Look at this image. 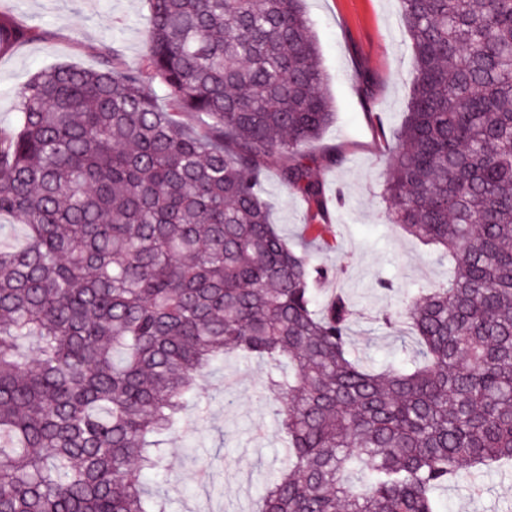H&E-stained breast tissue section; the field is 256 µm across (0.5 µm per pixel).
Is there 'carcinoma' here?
<instances>
[{"label": "carcinoma", "mask_w": 512, "mask_h": 512, "mask_svg": "<svg viewBox=\"0 0 512 512\" xmlns=\"http://www.w3.org/2000/svg\"><path fill=\"white\" fill-rule=\"evenodd\" d=\"M413 94L381 173L386 220L450 265L351 350L308 146L335 118L303 0H147L139 66L31 75L0 130V512H166L145 481L198 377L260 359L285 458L259 512H442L512 463V0H400ZM40 36L0 13V55ZM160 84L159 102L151 85ZM195 114L203 128L179 116ZM276 169L310 222L263 198ZM265 198L271 204L274 224L279 232L297 242L302 224L308 219L307 205L297 193L289 192L279 183L275 170L268 174Z\"/></svg>", "instance_id": "1"}]
</instances>
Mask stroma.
Here are the masks:
<instances>
[{
  "instance_id": "35a3bbf8",
  "label": "stroma",
  "mask_w": 512,
  "mask_h": 512,
  "mask_svg": "<svg viewBox=\"0 0 512 512\" xmlns=\"http://www.w3.org/2000/svg\"><path fill=\"white\" fill-rule=\"evenodd\" d=\"M18 19L42 31L38 40L0 56V129L14 123V93L34 72L60 64L98 67L116 49L124 67L139 64L147 42L145 0H0ZM327 74L325 93L336 118L309 148L313 174L329 198L334 226L329 263L332 286L355 303L353 336L362 359L404 366L400 341L383 336L375 321L424 283H441L448 266L386 223L378 172L412 93L413 60L399 0H304ZM343 162L328 165L326 155ZM266 198L279 232L298 241L308 219L300 195L269 173ZM343 202H336V194ZM391 280L395 293L377 289ZM267 368L234 357L215 363L196 382L199 414L172 441L166 471L155 488L167 512H256L258 500L283 455V437L263 385ZM443 512H512V467L495 466L479 489L452 483L438 493Z\"/></svg>"
}]
</instances>
